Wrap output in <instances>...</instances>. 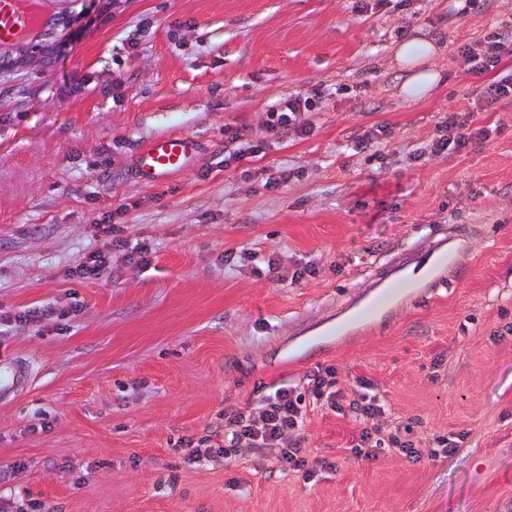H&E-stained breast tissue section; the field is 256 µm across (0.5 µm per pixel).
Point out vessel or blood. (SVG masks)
Wrapping results in <instances>:
<instances>
[{
  "label": "vessel or blood",
  "mask_w": 512,
  "mask_h": 512,
  "mask_svg": "<svg viewBox=\"0 0 512 512\" xmlns=\"http://www.w3.org/2000/svg\"><path fill=\"white\" fill-rule=\"evenodd\" d=\"M50 15L43 0H0V45L48 26ZM198 155L194 136L178 133L147 142L136 156V173L142 183L157 186L185 169ZM27 379L25 370L14 362L0 364V397L18 391Z\"/></svg>",
  "instance_id": "vessel-or-blood-1"
}]
</instances>
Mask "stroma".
I'll list each match as a JSON object with an SVG mask.
<instances>
[{"label": "stroma", "mask_w": 512, "mask_h": 512, "mask_svg": "<svg viewBox=\"0 0 512 512\" xmlns=\"http://www.w3.org/2000/svg\"><path fill=\"white\" fill-rule=\"evenodd\" d=\"M34 41L0 48V312L79 302L60 320L0 326V361L30 386L0 401V512H512V101L482 88L512 74L463 65L460 45L512 26V0H51ZM440 43L441 78L405 98L403 40ZM319 87L310 135L279 140L268 111ZM487 140L413 161L449 111ZM238 130L231 142L225 129ZM171 132L201 151L159 186L135 156ZM378 135L382 160L354 152ZM259 156L228 161L239 143ZM287 177L272 191L265 182ZM111 269L68 273L106 239ZM154 248L137 266L130 244ZM444 248L452 260L378 318L336 334L369 298ZM253 250L274 269L242 261ZM313 276L295 278L305 265ZM360 381L418 460L353 451V414L309 408L312 479L270 476L271 456L185 462L178 441L225 407Z\"/></svg>", "instance_id": "35a3bbf8"}]
</instances>
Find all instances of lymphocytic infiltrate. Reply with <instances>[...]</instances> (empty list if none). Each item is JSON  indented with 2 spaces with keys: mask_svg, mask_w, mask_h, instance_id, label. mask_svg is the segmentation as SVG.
I'll use <instances>...</instances> for the list:
<instances>
[{
  "mask_svg": "<svg viewBox=\"0 0 512 512\" xmlns=\"http://www.w3.org/2000/svg\"><path fill=\"white\" fill-rule=\"evenodd\" d=\"M510 55L512 37L498 32L459 48V56L464 64H477L483 71L497 70L503 59ZM321 99L322 93L316 87L289 96L279 107L268 112V131L279 138L291 134H309L311 128L302 121L301 115L312 111ZM483 134V129L475 126L472 115L453 112L437 128L430 149L434 152L448 149L458 151L480 140ZM102 231L109 238V250L88 255L70 270V278L80 280L101 275L111 266V248L126 247L122 225L107 223L103 225ZM333 375L329 367L311 375L307 395L302 396L281 387L258 408L247 410L236 407L226 411L222 441H215L210 434L184 440L183 445L189 450L190 460H207L218 453L229 463L246 454L271 449L275 452L277 470L297 473L305 471L308 461L295 438L304 427L307 407L312 402L335 412L347 407L360 417L363 427L355 446L357 453L374 458L382 451L392 449L411 458L423 457V450L416 448L414 441L408 437L398 433L389 436L383 434L380 424L385 409L378 404L376 397L364 392L351 397L344 395L337 389Z\"/></svg>",
  "mask_w": 512,
  "mask_h": 512,
  "instance_id": "obj_1",
  "label": "lymphocytic infiltrate"
}]
</instances>
